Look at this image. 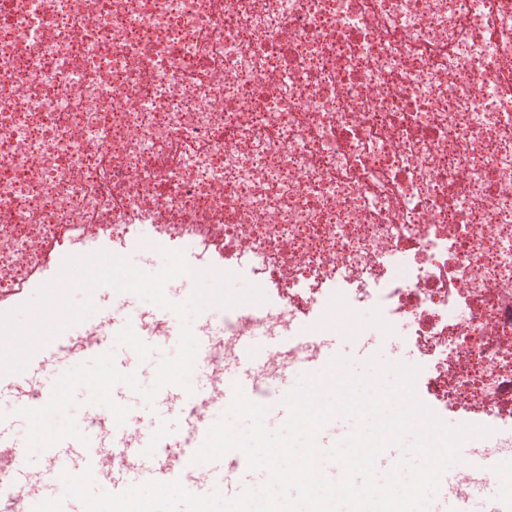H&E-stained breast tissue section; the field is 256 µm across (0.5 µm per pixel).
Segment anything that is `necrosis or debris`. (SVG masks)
<instances>
[{"instance_id": "4bbe7bcc", "label": "necrosis or debris", "mask_w": 512, "mask_h": 512, "mask_svg": "<svg viewBox=\"0 0 512 512\" xmlns=\"http://www.w3.org/2000/svg\"><path fill=\"white\" fill-rule=\"evenodd\" d=\"M0 291L181 249L270 317L416 350L439 411L512 421V0H5Z\"/></svg>"}]
</instances>
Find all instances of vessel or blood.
Masks as SVG:
<instances>
[{
  "label": "vessel or blood",
  "instance_id": "1",
  "mask_svg": "<svg viewBox=\"0 0 512 512\" xmlns=\"http://www.w3.org/2000/svg\"><path fill=\"white\" fill-rule=\"evenodd\" d=\"M161 315L167 323L165 332L141 334L138 338L139 351L153 350L175 337L172 311L162 310ZM132 331L131 325L116 319L108 332L98 336L56 337L34 354L26 370L12 373L0 370V392H11L24 408L32 407L37 396L42 401H49L52 396L50 389L35 391L26 387L29 375L45 368L64 373L72 360L89 352L108 349L113 335ZM339 340L340 336L335 331L313 337L312 343L319 347L320 353L313 362L306 364V371L324 373L336 357ZM217 342V337H206L195 358L196 371H210L209 381L221 386L225 402H232L238 391L246 398H253L255 380L250 365L259 360L260 355L255 352L250 337H238L232 357L216 366L210 361L209 354ZM155 404L163 415L177 417V431L153 426L145 429L140 437L132 439L128 436L127 427L138 422V415L128 414L122 425L117 424L114 414L96 416L93 424L82 426V439L65 438L45 448L43 474L36 481L19 466L23 444L0 434V477L19 489L16 497L0 500V512H31L33 503L58 497L63 500L62 512H86L80 500L64 498L62 476L66 473L76 475L89 468L96 471L101 481L111 485L116 494L124 493L146 477L156 483H180L196 495L217 491L232 500L260 478V471L250 469L246 456L235 450L216 459L194 462V455L207 438L205 422L212 405L211 393L168 384L157 392ZM455 481V474L443 476L434 512H502L498 499L492 496L454 495L451 488Z\"/></svg>",
  "mask_w": 512,
  "mask_h": 512
}]
</instances>
